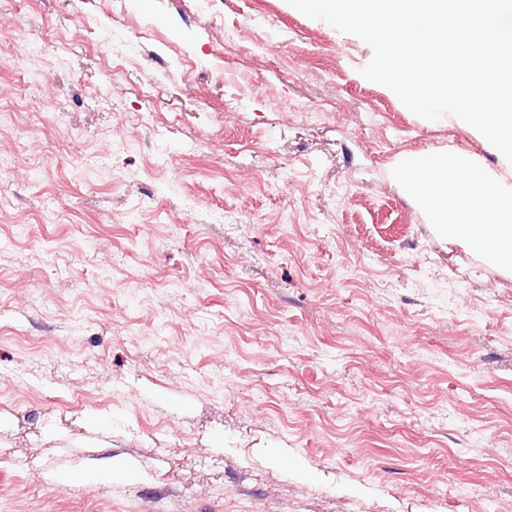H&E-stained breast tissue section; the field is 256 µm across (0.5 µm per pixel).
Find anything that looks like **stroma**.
<instances>
[{
    "mask_svg": "<svg viewBox=\"0 0 512 512\" xmlns=\"http://www.w3.org/2000/svg\"><path fill=\"white\" fill-rule=\"evenodd\" d=\"M1 29L0 512H512V265L395 171L484 136L287 0Z\"/></svg>",
    "mask_w": 512,
    "mask_h": 512,
    "instance_id": "obj_1",
    "label": "stroma"
}]
</instances>
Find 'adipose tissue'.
<instances>
[{
  "label": "adipose tissue",
  "mask_w": 512,
  "mask_h": 512,
  "mask_svg": "<svg viewBox=\"0 0 512 512\" xmlns=\"http://www.w3.org/2000/svg\"><path fill=\"white\" fill-rule=\"evenodd\" d=\"M460 166L453 153L423 152L405 158L399 175L444 234L512 265V185L489 193L484 172L460 178Z\"/></svg>",
  "instance_id": "obj_1"
}]
</instances>
